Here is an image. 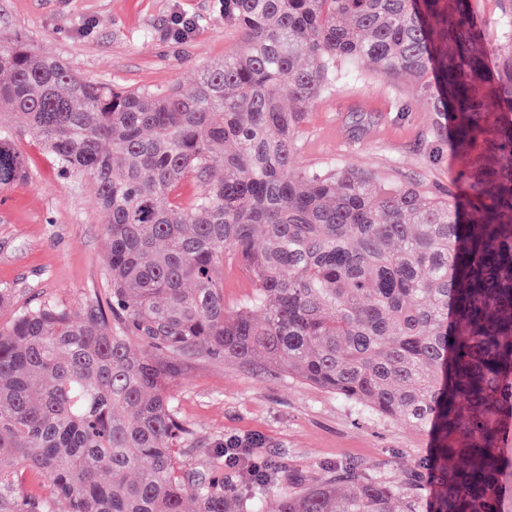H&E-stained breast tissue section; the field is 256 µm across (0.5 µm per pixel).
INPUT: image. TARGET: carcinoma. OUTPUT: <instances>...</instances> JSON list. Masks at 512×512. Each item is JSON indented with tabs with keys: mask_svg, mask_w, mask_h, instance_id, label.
I'll use <instances>...</instances> for the list:
<instances>
[{
	"mask_svg": "<svg viewBox=\"0 0 512 512\" xmlns=\"http://www.w3.org/2000/svg\"><path fill=\"white\" fill-rule=\"evenodd\" d=\"M472 0H224L244 48L188 94L85 81L0 41V189L27 177L18 128L92 178L106 305L40 301L0 324V512H263L257 491L179 464L173 382L190 357L264 360L383 419L430 428L427 512H501L512 462V49ZM372 68L425 89L465 183L434 195L351 167L296 168L311 104ZM200 190L185 203L188 177ZM253 283L224 304L220 268ZM40 489L22 494L28 477ZM279 512H421L348 467L292 480Z\"/></svg>",
	"mask_w": 512,
	"mask_h": 512,
	"instance_id": "1",
	"label": "carcinoma"
}]
</instances>
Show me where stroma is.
<instances>
[{"instance_id": "35a3bbf8", "label": "stroma", "mask_w": 512, "mask_h": 512, "mask_svg": "<svg viewBox=\"0 0 512 512\" xmlns=\"http://www.w3.org/2000/svg\"><path fill=\"white\" fill-rule=\"evenodd\" d=\"M192 20L184 40L175 17ZM20 39L81 78L116 87L188 93L202 67L241 49L220 0H0V40ZM436 115L415 82L369 68L340 82L309 109L298 141L299 168L347 165L403 184L465 191ZM18 146L29 177L0 192V288L12 290L0 324L48 298L71 308L106 297L109 242L90 177L63 174L28 133ZM176 407L191 430L183 459L203 470L231 435L257 436L275 470L321 480L356 466L376 480L407 477L433 446L429 431L372 415L335 394L261 363L184 361Z\"/></svg>"}]
</instances>
